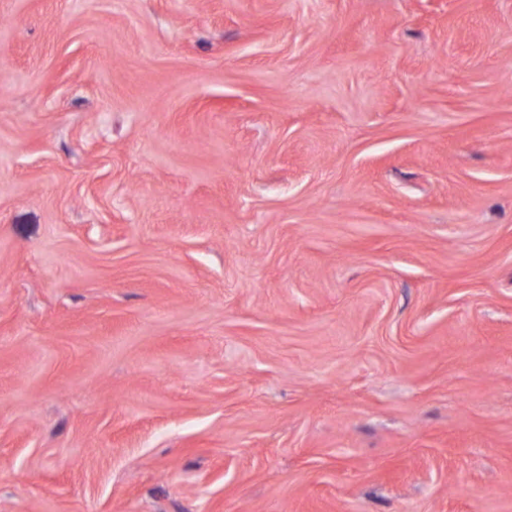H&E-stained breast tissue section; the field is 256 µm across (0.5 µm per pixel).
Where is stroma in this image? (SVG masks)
Segmentation results:
<instances>
[{
    "mask_svg": "<svg viewBox=\"0 0 512 512\" xmlns=\"http://www.w3.org/2000/svg\"><path fill=\"white\" fill-rule=\"evenodd\" d=\"M0 512H512V0H0Z\"/></svg>",
    "mask_w": 512,
    "mask_h": 512,
    "instance_id": "stroma-1",
    "label": "stroma"
}]
</instances>
